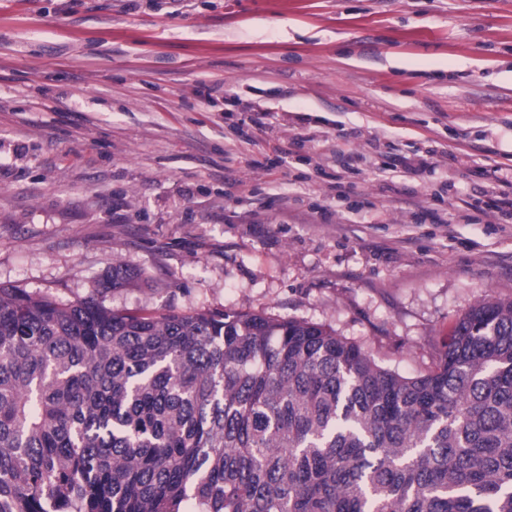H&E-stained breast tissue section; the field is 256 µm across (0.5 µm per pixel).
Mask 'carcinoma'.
Returning <instances> with one entry per match:
<instances>
[{"instance_id": "obj_1", "label": "carcinoma", "mask_w": 512, "mask_h": 512, "mask_svg": "<svg viewBox=\"0 0 512 512\" xmlns=\"http://www.w3.org/2000/svg\"><path fill=\"white\" fill-rule=\"evenodd\" d=\"M0 512H512V299L405 377L307 320L0 286Z\"/></svg>"}]
</instances>
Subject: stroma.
Wrapping results in <instances>:
<instances>
[{
	"label": "stroma",
	"instance_id": "1",
	"mask_svg": "<svg viewBox=\"0 0 512 512\" xmlns=\"http://www.w3.org/2000/svg\"><path fill=\"white\" fill-rule=\"evenodd\" d=\"M260 105L280 136L243 134ZM430 149L512 169V0H0V286L309 320L427 374L512 299V220L418 217L486 178L370 174Z\"/></svg>",
	"mask_w": 512,
	"mask_h": 512
}]
</instances>
